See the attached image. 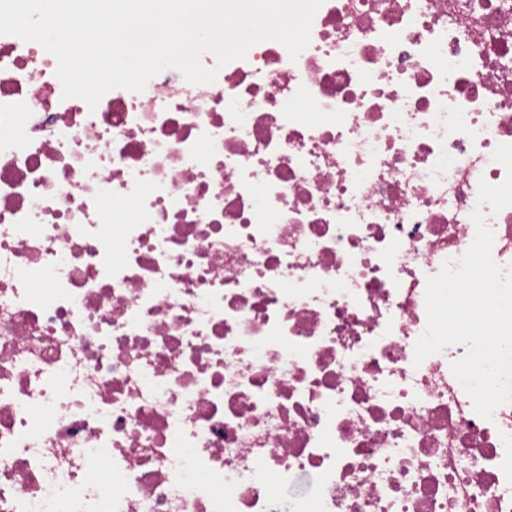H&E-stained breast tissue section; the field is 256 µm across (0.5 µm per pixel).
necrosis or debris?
I'll list each match as a JSON object with an SVG mask.
<instances>
[{
  "label": "necrosis or debris",
  "mask_w": 512,
  "mask_h": 512,
  "mask_svg": "<svg viewBox=\"0 0 512 512\" xmlns=\"http://www.w3.org/2000/svg\"><path fill=\"white\" fill-rule=\"evenodd\" d=\"M0 34V512H512V403L425 285L512 269V0H324L309 45L96 109Z\"/></svg>",
  "instance_id": "obj_1"
}]
</instances>
